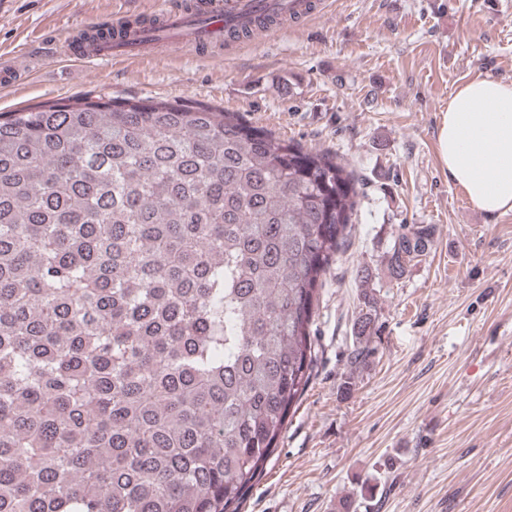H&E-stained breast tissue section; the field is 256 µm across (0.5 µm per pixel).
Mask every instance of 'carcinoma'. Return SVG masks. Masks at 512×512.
Here are the masks:
<instances>
[{
  "mask_svg": "<svg viewBox=\"0 0 512 512\" xmlns=\"http://www.w3.org/2000/svg\"><path fill=\"white\" fill-rule=\"evenodd\" d=\"M359 191L337 154L204 103L0 112V512H239L310 382ZM433 234L399 225L388 274ZM357 276L351 367L377 321Z\"/></svg>",
  "mask_w": 512,
  "mask_h": 512,
  "instance_id": "obj_1",
  "label": "carcinoma"
}]
</instances>
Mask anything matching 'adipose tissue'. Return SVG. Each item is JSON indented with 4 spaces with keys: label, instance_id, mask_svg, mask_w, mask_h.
Instances as JSON below:
<instances>
[{
    "label": "adipose tissue",
    "instance_id": "adipose-tissue-1",
    "mask_svg": "<svg viewBox=\"0 0 512 512\" xmlns=\"http://www.w3.org/2000/svg\"><path fill=\"white\" fill-rule=\"evenodd\" d=\"M449 177L480 209L512 211V83L466 81L448 100L438 132Z\"/></svg>",
    "mask_w": 512,
    "mask_h": 512
}]
</instances>
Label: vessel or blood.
<instances>
[{
  "instance_id": "b4317fda",
  "label": "vessel or blood",
  "mask_w": 512,
  "mask_h": 512,
  "mask_svg": "<svg viewBox=\"0 0 512 512\" xmlns=\"http://www.w3.org/2000/svg\"><path fill=\"white\" fill-rule=\"evenodd\" d=\"M261 0H166L155 10V19L140 29L142 40L149 44H163L171 48L216 43L222 41L226 25L239 16L262 9ZM276 9L284 15L302 19L312 15L318 0H277ZM64 53L67 57L84 63L111 61L136 55L137 49L125 45L121 35H114L111 44L86 46L80 39H66Z\"/></svg>"
}]
</instances>
